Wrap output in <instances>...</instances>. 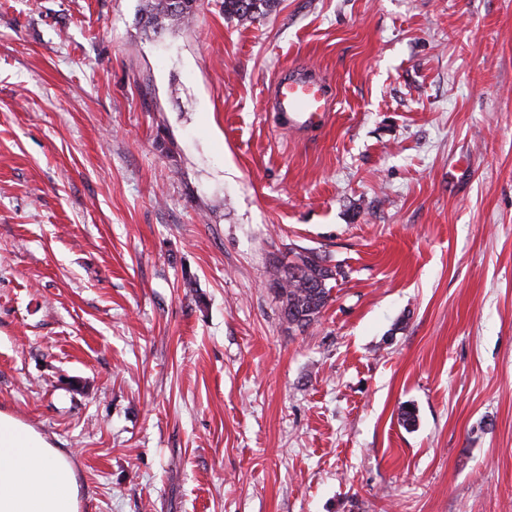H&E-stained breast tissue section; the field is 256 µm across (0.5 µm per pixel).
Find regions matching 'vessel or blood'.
Returning <instances> with one entry per match:
<instances>
[{
	"label": "vessel or blood",
	"mask_w": 512,
	"mask_h": 512,
	"mask_svg": "<svg viewBox=\"0 0 512 512\" xmlns=\"http://www.w3.org/2000/svg\"><path fill=\"white\" fill-rule=\"evenodd\" d=\"M272 109L275 124L294 133L314 134L329 123L332 101L323 79L296 66L275 81Z\"/></svg>",
	"instance_id": "1"
}]
</instances>
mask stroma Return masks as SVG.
<instances>
[{
    "label": "stroma",
    "instance_id": "35a3bbf8",
    "mask_svg": "<svg viewBox=\"0 0 512 512\" xmlns=\"http://www.w3.org/2000/svg\"><path fill=\"white\" fill-rule=\"evenodd\" d=\"M223 2L0 0V411L79 512H512V0ZM174 0H148L149 9L147 11L146 23L154 32L166 30V27L173 25L193 15V9L196 0H176L180 1V7L172 10ZM277 0H224V13L241 23H251L271 13ZM272 109L276 125L289 132L314 134L329 123L332 100L323 79L295 66L275 81ZM337 274L318 258L302 253L276 267L270 286L281 299V318L288 309L289 328L304 331L317 321L331 299L330 280Z\"/></svg>",
    "mask_w": 512,
    "mask_h": 512
}]
</instances>
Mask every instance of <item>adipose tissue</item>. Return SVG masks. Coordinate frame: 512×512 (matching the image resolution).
I'll use <instances>...</instances> for the list:
<instances>
[{
    "label": "adipose tissue",
    "instance_id": "obj_1",
    "mask_svg": "<svg viewBox=\"0 0 512 512\" xmlns=\"http://www.w3.org/2000/svg\"><path fill=\"white\" fill-rule=\"evenodd\" d=\"M78 495L69 455L0 412V512H78Z\"/></svg>",
    "mask_w": 512,
    "mask_h": 512
}]
</instances>
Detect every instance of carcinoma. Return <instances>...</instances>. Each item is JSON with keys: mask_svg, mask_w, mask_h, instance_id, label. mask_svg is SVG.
Listing matches in <instances>:
<instances>
[{"mask_svg": "<svg viewBox=\"0 0 512 512\" xmlns=\"http://www.w3.org/2000/svg\"><path fill=\"white\" fill-rule=\"evenodd\" d=\"M277 0H224V14L242 23H251L271 13ZM147 24L153 31L166 29L193 15L196 0H180L171 9L172 0H148ZM337 272L314 256L297 253L288 263L276 268L271 288L288 310V327L303 331L319 318L331 299L330 280Z\"/></svg>", "mask_w": 512, "mask_h": 512, "instance_id": "1", "label": "carcinoma"}]
</instances>
